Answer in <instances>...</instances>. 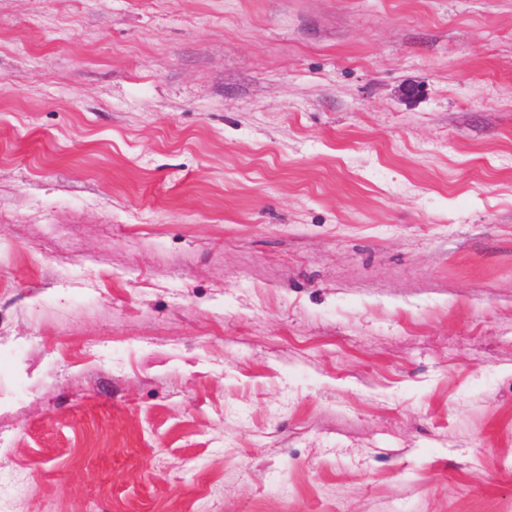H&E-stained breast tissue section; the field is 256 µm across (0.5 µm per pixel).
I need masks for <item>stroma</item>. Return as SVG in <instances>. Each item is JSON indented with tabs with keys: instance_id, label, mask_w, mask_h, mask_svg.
<instances>
[{
	"instance_id": "obj_1",
	"label": "stroma",
	"mask_w": 512,
	"mask_h": 512,
	"mask_svg": "<svg viewBox=\"0 0 512 512\" xmlns=\"http://www.w3.org/2000/svg\"><path fill=\"white\" fill-rule=\"evenodd\" d=\"M0 512H512V0H0Z\"/></svg>"
}]
</instances>
